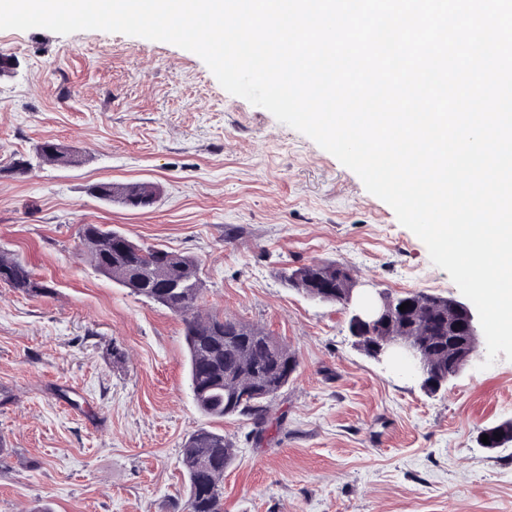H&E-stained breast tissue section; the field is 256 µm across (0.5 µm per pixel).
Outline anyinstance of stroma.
<instances>
[{"label":"stroma","mask_w":512,"mask_h":512,"mask_svg":"<svg viewBox=\"0 0 512 512\" xmlns=\"http://www.w3.org/2000/svg\"><path fill=\"white\" fill-rule=\"evenodd\" d=\"M0 52L18 60L0 77V167L46 140L79 157L0 177V249L50 285L0 284V512H181L201 428L237 450L224 512H512V444H481L512 421V361L428 393L356 346L342 305L282 278L333 261L368 292L461 299L355 172L173 44L34 28L0 30ZM100 181L160 193L133 209L94 197ZM86 224L197 259L203 310L287 345L298 367L262 438L197 407L182 319L98 272Z\"/></svg>","instance_id":"obj_1"}]
</instances>
